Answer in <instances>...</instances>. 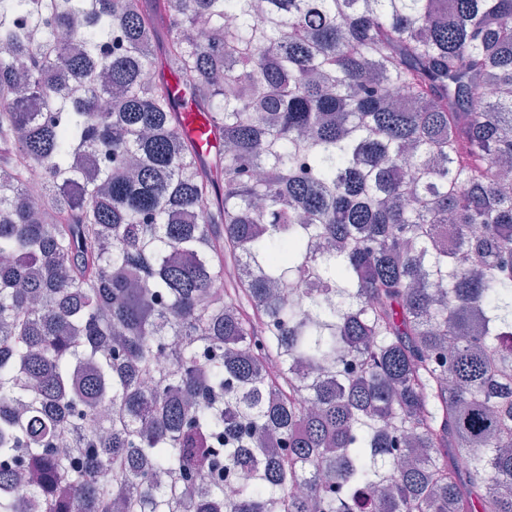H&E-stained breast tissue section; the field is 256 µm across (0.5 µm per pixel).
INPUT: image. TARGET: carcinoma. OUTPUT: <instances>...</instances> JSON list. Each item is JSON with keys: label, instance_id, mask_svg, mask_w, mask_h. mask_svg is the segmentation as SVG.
<instances>
[{"label": "carcinoma", "instance_id": "carcinoma-1", "mask_svg": "<svg viewBox=\"0 0 512 512\" xmlns=\"http://www.w3.org/2000/svg\"><path fill=\"white\" fill-rule=\"evenodd\" d=\"M509 163L512 0H0V512H512ZM175 94L181 100L183 111L187 117L186 131L196 139H200L202 135L209 133L210 124L207 118L200 112L195 111L193 102L186 96L178 84H176Z\"/></svg>", "mask_w": 512, "mask_h": 512}]
</instances>
